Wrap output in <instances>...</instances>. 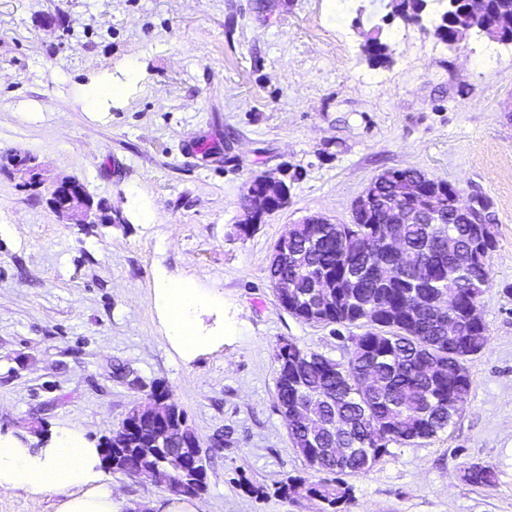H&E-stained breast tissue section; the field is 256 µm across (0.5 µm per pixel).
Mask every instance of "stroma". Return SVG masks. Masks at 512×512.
<instances>
[{"mask_svg": "<svg viewBox=\"0 0 512 512\" xmlns=\"http://www.w3.org/2000/svg\"><path fill=\"white\" fill-rule=\"evenodd\" d=\"M0 0V434L79 426L96 443L164 385L201 441L208 487L197 512H319L277 493L309 476L275 408L277 346L346 361L357 328L301 322L267 277L275 242L352 205L390 169L416 168L484 203L497 244L482 315L487 346L447 430L393 444L346 476L351 512H512V44L388 21L362 0ZM388 62L366 52L372 27ZM119 81L120 98L99 95ZM35 157L73 178L119 224L63 223L48 187L6 168ZM294 173L285 207L238 231L252 173ZM192 288V354L169 339L158 280ZM490 466L475 486L462 469ZM125 512H165L174 493L112 475ZM262 488L263 496L252 494Z\"/></svg>", "mask_w": 512, "mask_h": 512, "instance_id": "obj_1", "label": "stroma"}]
</instances>
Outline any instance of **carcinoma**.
I'll return each mask as SVG.
<instances>
[{
    "instance_id": "cac0c4a2",
    "label": "carcinoma",
    "mask_w": 512,
    "mask_h": 512,
    "mask_svg": "<svg viewBox=\"0 0 512 512\" xmlns=\"http://www.w3.org/2000/svg\"><path fill=\"white\" fill-rule=\"evenodd\" d=\"M478 31V23L466 14L456 15L450 35L457 44ZM371 59L383 63L388 45L379 37L370 39ZM395 180L374 182L379 203L368 215L354 216L352 224H293L289 227L288 254H273L268 279L293 285L296 301L284 294L279 305L296 319L323 325L362 327L352 337L353 348L343 363L345 373L336 374L321 354L294 343L281 344L274 353L275 388L278 411H293L305 402L312 406L311 425L288 422V434L295 452L317 475L310 481L291 476L278 487L284 498L306 494L320 503V512H350L351 487L340 474L370 472L388 452L391 444L428 439L448 428L454 403L466 401L471 380L466 366L469 357L488 343L487 328L471 327L464 335H448V321L434 323L428 301L434 289L455 293L449 317L462 318L473 304L481 303L490 283L489 265L473 253L470 236L448 253V232L455 234L467 224H401L399 235L414 257L413 269L420 272V294L413 298L403 280L387 283L377 276L376 266L393 265L391 257L378 246L377 234L384 225L385 200L403 197L417 189L429 201L442 202L443 215L453 212L448 183L415 169L394 170ZM330 278L331 301L313 309V285L322 276ZM357 277V291L349 297L336 290V281ZM375 370L377 384L368 393L356 394L361 373ZM321 390L333 402L322 404L310 397ZM158 401L168 404L172 415L185 412L162 388L142 400V408L128 412L112 431L111 471L135 477L144 470L158 474L159 482L179 496H197L207 490V471L193 456L195 431L182 427L169 449L156 446L160 429L153 414ZM338 414L348 422L344 442L350 448H367L368 453L337 460L323 452L331 435L325 423ZM462 479L472 485H489L494 471L481 464L463 469Z\"/></svg>"
}]
</instances>
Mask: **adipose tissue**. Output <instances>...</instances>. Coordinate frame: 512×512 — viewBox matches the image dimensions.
Returning a JSON list of instances; mask_svg holds the SVG:
<instances>
[{
  "instance_id": "1",
  "label": "adipose tissue",
  "mask_w": 512,
  "mask_h": 512,
  "mask_svg": "<svg viewBox=\"0 0 512 512\" xmlns=\"http://www.w3.org/2000/svg\"><path fill=\"white\" fill-rule=\"evenodd\" d=\"M191 298L169 283L155 289V303L175 339L184 349L199 343L185 320ZM59 495L58 512H124L112 490V477L100 465L97 447L78 428L65 430L55 441L37 448L0 438V490Z\"/></svg>"
}]
</instances>
